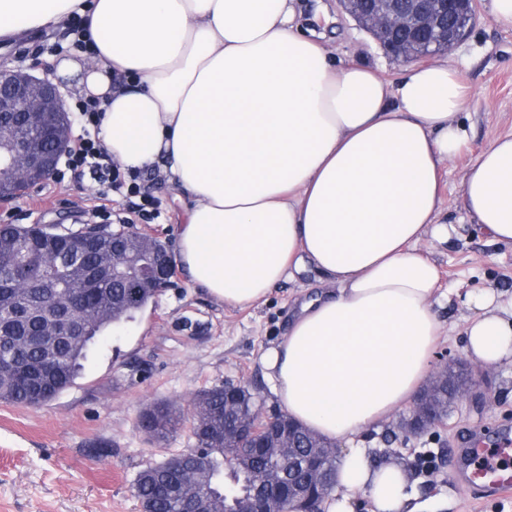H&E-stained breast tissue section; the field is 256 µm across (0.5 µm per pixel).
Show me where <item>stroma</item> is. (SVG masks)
Returning a JSON list of instances; mask_svg holds the SVG:
<instances>
[{
  "instance_id": "35a3bbf8",
  "label": "stroma",
  "mask_w": 512,
  "mask_h": 512,
  "mask_svg": "<svg viewBox=\"0 0 512 512\" xmlns=\"http://www.w3.org/2000/svg\"><path fill=\"white\" fill-rule=\"evenodd\" d=\"M303 19L324 45L347 61L364 62L390 82L403 77L406 63L383 54L371 37L343 14L336 0H301ZM478 21L447 59L471 96L458 119L467 147L441 171L440 222L453 226L451 244L426 238L420 245L440 271L441 323L435 355L465 357L464 330L472 311L471 292L493 290L512 304V246L489 243L465 213L459 183L475 156L512 132V28L498 25L490 0H478ZM62 30L30 33L13 47L0 46V65L26 56L49 64L70 49ZM141 194L154 199L158 218L131 212L116 194L107 210L96 207L90 180H52L0 203V224L111 225L157 236L176 246L175 191L155 172L138 173ZM326 281L314 266L280 283L265 300L229 306L194 286L185 272L161 289L134 320L100 336L77 384L51 403L33 408L0 404V512H139L132 486L147 465L194 447L191 403L202 390L242 383L257 393L264 414L280 412L261 353L279 343L300 304ZM481 378L480 399L453 404L447 418L416 436L399 428L400 415L358 438L369 462L400 465L412 512H512V494L476 499L452 473V450L465 434L512 429V363H472ZM165 400L180 411L168 437L152 441L139 416Z\"/></svg>"
}]
</instances>
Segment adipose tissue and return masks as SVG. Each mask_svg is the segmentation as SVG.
Instances as JSON below:
<instances>
[{"instance_id": "adipose-tissue-1", "label": "adipose tissue", "mask_w": 512, "mask_h": 512, "mask_svg": "<svg viewBox=\"0 0 512 512\" xmlns=\"http://www.w3.org/2000/svg\"><path fill=\"white\" fill-rule=\"evenodd\" d=\"M76 18L93 43L57 74L96 102L114 161L159 168L177 189L189 281L232 306L262 301L308 262L331 284L261 361L291 418L349 446L326 512H404L402 469L369 466L355 441L430 368L439 274L418 244L451 239L439 176L468 143L457 116L469 88L443 62L411 65L393 86L336 61L299 24L296 0H0V40ZM460 192L475 228L512 244V135L477 155ZM468 304L467 355L512 358L495 294Z\"/></svg>"}]
</instances>
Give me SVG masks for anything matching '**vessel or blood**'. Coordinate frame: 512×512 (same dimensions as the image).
I'll list each match as a JSON object with an SVG mask.
<instances>
[{
	"mask_svg": "<svg viewBox=\"0 0 512 512\" xmlns=\"http://www.w3.org/2000/svg\"><path fill=\"white\" fill-rule=\"evenodd\" d=\"M512 458V432L502 431L460 449L461 474L474 494H504L512 491V470L504 462Z\"/></svg>",
	"mask_w": 512,
	"mask_h": 512,
	"instance_id": "b4317fda",
	"label": "vessel or blood"
}]
</instances>
